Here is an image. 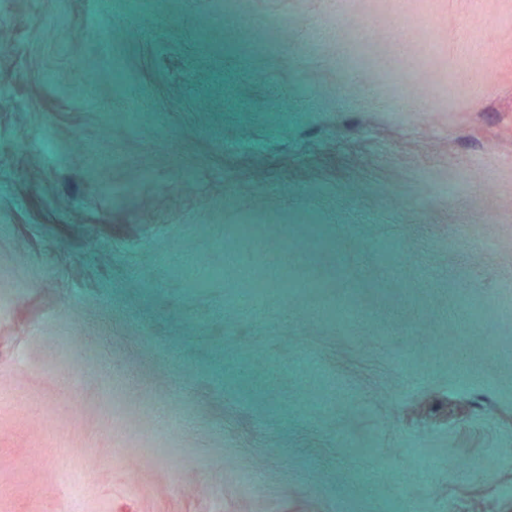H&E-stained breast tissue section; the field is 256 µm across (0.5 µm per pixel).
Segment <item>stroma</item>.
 <instances>
[{
    "label": "stroma",
    "mask_w": 512,
    "mask_h": 512,
    "mask_svg": "<svg viewBox=\"0 0 512 512\" xmlns=\"http://www.w3.org/2000/svg\"><path fill=\"white\" fill-rule=\"evenodd\" d=\"M1 34L0 512H512V0Z\"/></svg>",
    "instance_id": "obj_1"
}]
</instances>
